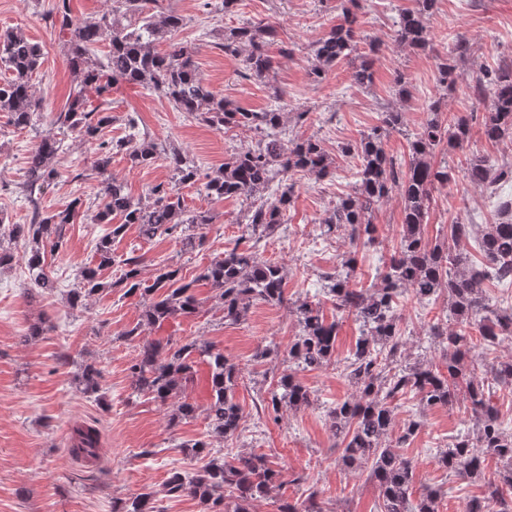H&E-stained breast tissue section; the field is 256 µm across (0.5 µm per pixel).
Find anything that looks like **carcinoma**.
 <instances>
[{"mask_svg": "<svg viewBox=\"0 0 512 512\" xmlns=\"http://www.w3.org/2000/svg\"><path fill=\"white\" fill-rule=\"evenodd\" d=\"M66 2L58 0L55 10L60 31L66 34L63 47L67 61L78 80L70 89L63 110L54 115L53 124L87 139L97 137L113 120V85L125 82L161 92L177 111L211 127L250 128L263 136L262 145L231 154L219 171L203 176L178 150H169L147 137L137 138L136 121L129 118L132 132L102 142L99 155L92 162L96 173L104 176L103 203L97 219L111 224L118 217L121 223L112 224L96 244L97 265L80 269L77 287L71 291L72 304L81 305L88 298L120 286L125 294L138 293L144 298L141 325L148 326L196 313L195 288L201 282L211 286L212 300L223 311L228 325L241 323L254 301L283 304L286 295L282 268L259 260L250 248L241 250L236 245L225 249L197 276L173 288L171 284L179 282V270L168 269L145 286L139 279V258L116 260L112 241L123 235L129 224L138 225L145 239L170 235L186 224L199 229L185 237L186 244L192 248L203 245V229L213 223V216L208 210L187 209L175 190L180 185L197 184L207 198L253 200L246 226L250 237L258 242L284 223L294 196L292 175L302 172L316 182L334 178L336 168L323 143L314 137L285 142L277 135L284 125V113L279 109L248 111L213 92L201 77L193 52L172 41L184 25V17L164 6L163 0H116L118 6L95 21L72 19ZM419 2L418 10L404 9L398 15L395 40L414 50H425L430 46L427 15L436 0ZM357 9L358 0H343L340 22L315 42L311 69L314 79H321L325 69L349 59L356 51L360 37ZM122 16L134 24H122ZM277 37L276 27L262 21L248 22L224 30L219 46L227 55L243 56L244 76L260 81L274 69L275 60L268 53V46ZM103 42L108 43L104 60L91 58L92 48ZM161 42L169 43L168 50H156L155 45ZM40 59V46L22 31L0 33V66L10 72L0 82V112L8 113L12 124L20 129L33 126L39 112L32 79ZM373 63V58L366 56L352 67L354 84H371ZM439 82L445 86L460 83L469 95L489 99L488 112L480 124L482 135L491 142L512 141V65L467 80L447 59L439 66ZM403 123L404 113L388 108L380 113V124L362 133L358 142L340 147L341 152L358 158L355 182L352 193L340 199L321 223L326 236L340 230L355 244H370L376 234V225L372 224L375 210L394 193L403 203L399 245L378 283L368 288L351 284L357 265L354 253L346 255L341 272L327 277L326 293L335 302L336 310L354 317L360 325V335L345 365L355 393L328 412L329 430L345 467L369 469L368 477L382 499V512H438L442 496L439 487H426L417 502L411 500L415 470L396 448L411 441L422 422L410 419L396 426L394 401L411 394L429 409L451 406L461 396L474 421L473 435L461 436L449 444L440 453L438 463L458 477L477 481L484 473L486 456L497 458L503 462L500 480L487 483L483 496L466 503L464 512H512V432L502 425L489 385L467 373L464 366L476 348L512 340V308L502 309L490 303L486 295L488 282L512 286V201L502 206L506 219L480 230L482 261L478 263L460 250V245L473 235L472 224H450L448 241L434 245L426 242L423 225L429 217L433 191L447 185L452 174L448 160L438 164L432 161L434 151L443 143L450 152L464 149L469 144L471 126L467 117L445 123L439 104H431L424 113L420 132L410 144L409 161L402 164L387 154L383 139ZM60 151L61 141L45 137L29 153L24 188L32 206L31 222L13 224L9 229L10 238L28 241V275L42 290L54 288L43 249L47 245L53 251L62 247L66 225L74 223L82 205L76 198L57 212L40 208V194L60 177L55 166ZM120 153L133 167H150L165 156L174 185L166 188L158 184L145 199H133L123 182L109 174L112 155ZM279 175L285 176L286 182L280 184V194L268 202L263 199L264 193ZM464 176L474 185L512 181V164L495 166L486 157L474 155L467 159ZM117 262L125 266L122 276L114 282L100 279V271ZM443 291L448 294L449 319L437 320L428 331L435 344L443 348V361L402 363L401 317L396 312L399 298L408 292L419 303L430 302ZM295 313L299 332L288 348L289 366L279 374L267 402L276 414L284 407L299 410L310 406V392L299 381L298 372L336 364L339 323L326 321L319 304L312 301L296 303ZM198 358L209 367L210 401L205 419L212 433L232 439L238 435L243 419L235 397L242 369L208 342H143L131 366L133 392L167 402L189 380ZM491 371L494 380L512 386V357L497 361ZM80 378L85 392H99L100 372L94 366L85 365ZM195 413L194 404L181 401L170 411L168 426L176 427L194 418ZM77 434L78 447L97 455L101 439L96 427L88 425ZM283 483L282 470L273 468L265 455L243 453L230 460L214 457L193 475L174 472L167 479L164 492L170 498L197 499L205 512H213L220 505L224 512H250L253 500L270 494ZM316 495L313 490L303 499H283L278 512H322ZM154 501V493H140L113 502L112 512H157Z\"/></svg>", "mask_w": 512, "mask_h": 512, "instance_id": "cac0c4a2", "label": "carcinoma"}]
</instances>
